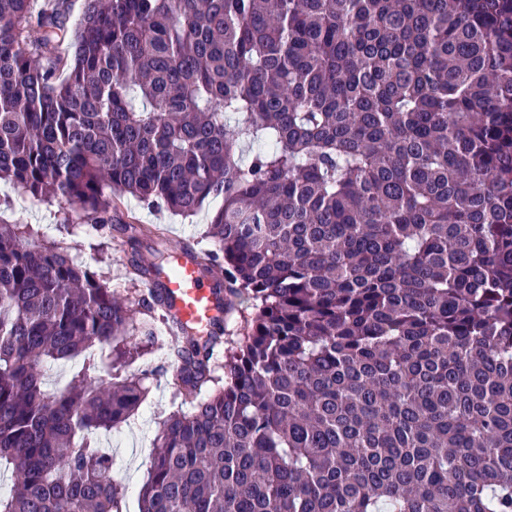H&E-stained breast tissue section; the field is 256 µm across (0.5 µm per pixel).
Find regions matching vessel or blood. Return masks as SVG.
Instances as JSON below:
<instances>
[{"instance_id":"vessel-or-blood-1","label":"vessel or blood","mask_w":512,"mask_h":512,"mask_svg":"<svg viewBox=\"0 0 512 512\" xmlns=\"http://www.w3.org/2000/svg\"><path fill=\"white\" fill-rule=\"evenodd\" d=\"M159 284L181 321L203 327L212 323L217 314L215 281L201 270L193 256L179 255L176 272L162 276Z\"/></svg>"}]
</instances>
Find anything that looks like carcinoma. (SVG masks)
<instances>
[{
  "label": "carcinoma",
  "mask_w": 512,
  "mask_h": 512,
  "mask_svg": "<svg viewBox=\"0 0 512 512\" xmlns=\"http://www.w3.org/2000/svg\"><path fill=\"white\" fill-rule=\"evenodd\" d=\"M31 2L0 0V180L101 226L222 199L194 255L249 309L181 327L139 512H512V0H85L71 56ZM162 292L0 224V512H126L94 434L147 397ZM82 361L76 359L72 362L58 363L51 365L46 369V382L48 388H62L64 387L72 377V375L80 370Z\"/></svg>",
  "instance_id": "carcinoma-1"
}]
</instances>
